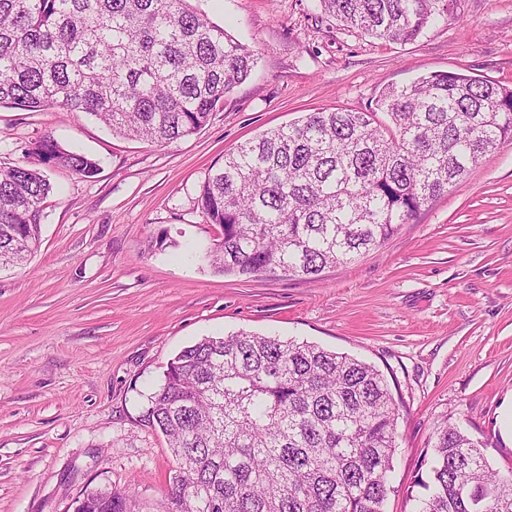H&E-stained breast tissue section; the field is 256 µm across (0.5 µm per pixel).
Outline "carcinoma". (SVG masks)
<instances>
[{
	"label": "carcinoma",
	"instance_id": "obj_1",
	"mask_svg": "<svg viewBox=\"0 0 512 512\" xmlns=\"http://www.w3.org/2000/svg\"><path fill=\"white\" fill-rule=\"evenodd\" d=\"M440 0H321L371 38L415 40ZM256 63L189 0H0V105L57 104L113 132L169 143L204 125ZM387 116L382 123L376 112ZM512 141V88L433 72L384 89L374 112H309L224 156L197 204L220 272L317 280L377 250ZM34 153L90 178L96 160L47 137ZM40 171L0 166V268L33 254ZM399 409L384 375L345 353L244 330L167 363L142 421L178 462L158 512H384ZM417 512H512V472L453 424L437 431ZM91 512H133L121 491Z\"/></svg>",
	"mask_w": 512,
	"mask_h": 512
}]
</instances>
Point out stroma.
I'll return each instance as SVG.
<instances>
[{"mask_svg": "<svg viewBox=\"0 0 512 512\" xmlns=\"http://www.w3.org/2000/svg\"><path fill=\"white\" fill-rule=\"evenodd\" d=\"M253 49L250 76L193 134L160 145L83 112L0 107V165L54 191L41 246L0 269V512H73L123 490L156 512L176 463L141 420L167 362L239 330L311 342L379 369L399 406L386 512H415L444 422L512 470V142L499 146L380 250L321 280L218 272L221 229L197 206L226 153L306 113L374 110L430 72L512 87V0H446L414 41L341 26L319 0H190ZM95 158L90 178L44 162V137Z\"/></svg>", "mask_w": 512, "mask_h": 512, "instance_id": "obj_1", "label": "stroma"}]
</instances>
